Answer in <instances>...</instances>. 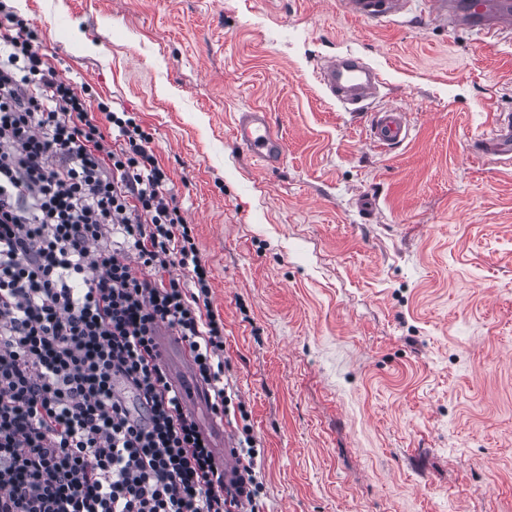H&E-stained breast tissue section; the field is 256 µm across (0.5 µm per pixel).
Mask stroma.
Listing matches in <instances>:
<instances>
[{"instance_id":"1","label":"stroma","mask_w":512,"mask_h":512,"mask_svg":"<svg viewBox=\"0 0 512 512\" xmlns=\"http://www.w3.org/2000/svg\"><path fill=\"white\" fill-rule=\"evenodd\" d=\"M62 78L153 135L212 270L224 382L261 448L263 512H512V26L425 0L375 24L338 0H13ZM352 52L409 112L382 150L319 80ZM268 112L280 168L233 116ZM233 129L237 144L267 171L279 168L284 157L281 133L268 120L267 112H241ZM493 127L491 136L480 141L479 151L485 155H511L512 114L500 113Z\"/></svg>"}]
</instances>
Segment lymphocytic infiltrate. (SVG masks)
<instances>
[{"label": "lymphocytic infiltrate", "instance_id": "lymphocytic-infiltrate-1", "mask_svg": "<svg viewBox=\"0 0 512 512\" xmlns=\"http://www.w3.org/2000/svg\"><path fill=\"white\" fill-rule=\"evenodd\" d=\"M0 16V512H259L254 438L225 483L154 350L155 328L180 336L229 414L211 270L151 133Z\"/></svg>", "mask_w": 512, "mask_h": 512}]
</instances>
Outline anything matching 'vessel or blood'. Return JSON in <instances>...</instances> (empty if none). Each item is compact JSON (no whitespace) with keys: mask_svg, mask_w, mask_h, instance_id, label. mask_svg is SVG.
Instances as JSON below:
<instances>
[{"mask_svg":"<svg viewBox=\"0 0 512 512\" xmlns=\"http://www.w3.org/2000/svg\"><path fill=\"white\" fill-rule=\"evenodd\" d=\"M344 12L352 17L382 23L403 13L408 0H342ZM428 13L453 26L490 33L512 25V0H427ZM320 79L342 105L365 110L383 80L362 58L346 53L326 59L319 68ZM410 115L391 107L370 115L369 136L378 147L402 145L411 135ZM237 144L268 171L279 168L284 157L281 133L268 120L266 112L253 109L241 113L233 129ZM482 154L512 153V114H499L489 138L480 142ZM156 350L166 368L169 384L182 398L186 412L199 416L198 429L209 443L214 461L225 475H232L236 460L231 453L232 439L222 421L203 417L210 403L209 386L196 374L194 359L186 344L169 329L158 328L154 336Z\"/></svg>","mask_w":512,"mask_h":512,"instance_id":"1","label":"vessel or blood"}]
</instances>
